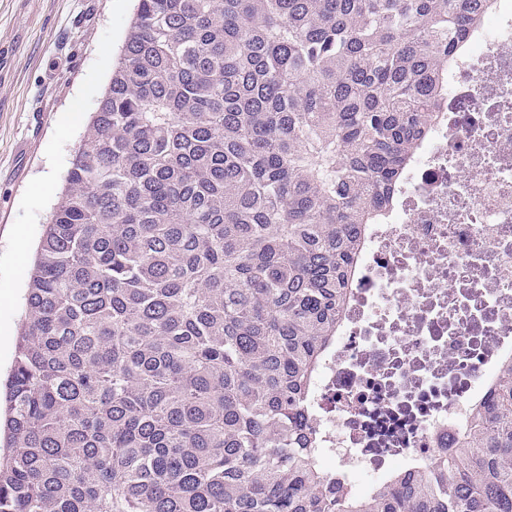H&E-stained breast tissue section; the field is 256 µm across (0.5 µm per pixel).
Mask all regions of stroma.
<instances>
[{
	"label": "stroma",
	"mask_w": 512,
	"mask_h": 512,
	"mask_svg": "<svg viewBox=\"0 0 512 512\" xmlns=\"http://www.w3.org/2000/svg\"><path fill=\"white\" fill-rule=\"evenodd\" d=\"M135 0H0V373L15 346L27 271L105 94Z\"/></svg>",
	"instance_id": "1"
}]
</instances>
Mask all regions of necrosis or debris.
I'll return each mask as SVG.
<instances>
[{
  "mask_svg": "<svg viewBox=\"0 0 512 512\" xmlns=\"http://www.w3.org/2000/svg\"><path fill=\"white\" fill-rule=\"evenodd\" d=\"M512 362V0L448 68L437 123L382 223L313 381L326 472L364 495L465 432Z\"/></svg>",
  "mask_w": 512,
  "mask_h": 512,
  "instance_id": "necrosis-or-debris-1",
  "label": "necrosis or debris"
}]
</instances>
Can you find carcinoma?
Masks as SVG:
<instances>
[{"label":"carcinoma","mask_w":512,"mask_h":512,"mask_svg":"<svg viewBox=\"0 0 512 512\" xmlns=\"http://www.w3.org/2000/svg\"><path fill=\"white\" fill-rule=\"evenodd\" d=\"M485 0H138L28 276L0 512H512V364L364 496L310 385Z\"/></svg>","instance_id":"carcinoma-1"}]
</instances>
